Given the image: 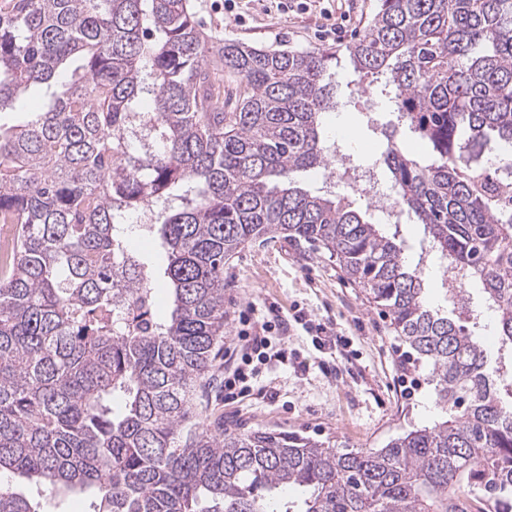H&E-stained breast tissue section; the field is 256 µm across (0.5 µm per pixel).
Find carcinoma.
Masks as SVG:
<instances>
[{"label":"carcinoma","mask_w":512,"mask_h":512,"mask_svg":"<svg viewBox=\"0 0 512 512\" xmlns=\"http://www.w3.org/2000/svg\"><path fill=\"white\" fill-rule=\"evenodd\" d=\"M390 74L392 102L431 160L386 135L380 165L428 247L481 286L429 305L397 232L294 174L328 164L323 113L336 54L265 50L205 33L189 0H3L0 114V473L93 512H512V182L484 155L512 146V0H381L347 47ZM244 81L224 110L213 63ZM150 98L149 109L142 101ZM151 210L155 272L127 212ZM285 236L336 258L390 319L407 364L431 366L450 418L384 447L346 450L272 429L206 423L197 393L224 347V260ZM494 310L500 353L473 325ZM122 403L114 409L113 404ZM302 499L281 505V491ZM0 512H43L0 480ZM39 104L40 99L38 95L33 90H30L21 96L14 110L2 114V124H4V127L22 125L27 117L28 110L38 107ZM139 213L140 212H132L127 218V224H131L133 227L130 240L136 242L134 245H131L137 252H139L144 261L153 266L157 274L160 276L155 282L153 288L155 293V309L159 315H162L167 307V299L161 275L163 274L167 261L165 253L161 249L155 236L148 233L149 236L145 237V232L142 233L139 230Z\"/></svg>","instance_id":"1"}]
</instances>
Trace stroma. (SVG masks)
<instances>
[{
    "label": "stroma",
    "instance_id": "1",
    "mask_svg": "<svg viewBox=\"0 0 512 512\" xmlns=\"http://www.w3.org/2000/svg\"><path fill=\"white\" fill-rule=\"evenodd\" d=\"M205 32L276 50L331 49L330 72L340 107L322 116V134L338 142L355 168L383 150V130L396 122L387 94L351 66L346 52L378 11L379 0H190ZM298 186L320 195L347 194L353 207L379 220L369 195L343 191L324 170L297 175ZM278 323L287 362L263 365L245 396L224 400V373L199 398L203 414L220 417L229 431L276 428L314 436L334 448H380L414 427L446 419L430 383L410 388L389 320L346 279L335 259L284 237L246 244L224 263V335L239 328L238 314ZM327 323L344 345L315 349L303 320Z\"/></svg>",
    "mask_w": 512,
    "mask_h": 512
}]
</instances>
